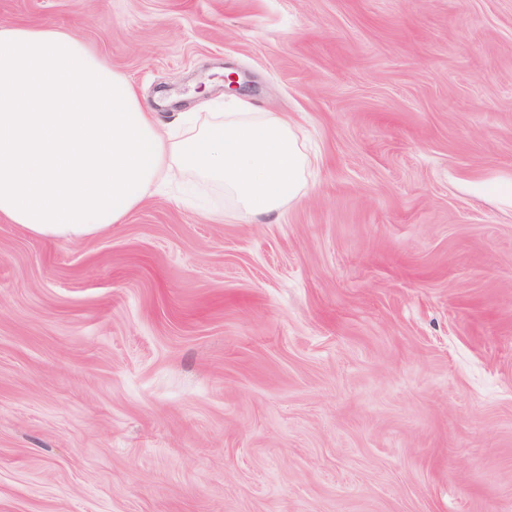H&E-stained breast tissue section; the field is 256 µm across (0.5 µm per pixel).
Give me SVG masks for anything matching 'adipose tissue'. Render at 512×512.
I'll return each instance as SVG.
<instances>
[{
	"label": "adipose tissue",
	"mask_w": 512,
	"mask_h": 512,
	"mask_svg": "<svg viewBox=\"0 0 512 512\" xmlns=\"http://www.w3.org/2000/svg\"><path fill=\"white\" fill-rule=\"evenodd\" d=\"M309 164L285 113L230 95L174 138L74 32L0 24V219L33 236L104 232L189 168L223 183L236 213L276 218Z\"/></svg>",
	"instance_id": "obj_1"
}]
</instances>
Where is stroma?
<instances>
[{
  "mask_svg": "<svg viewBox=\"0 0 512 512\" xmlns=\"http://www.w3.org/2000/svg\"><path fill=\"white\" fill-rule=\"evenodd\" d=\"M160 124L223 86L318 165L187 174L91 238L0 221V512H512V0H0Z\"/></svg>",
  "mask_w": 512,
  "mask_h": 512,
  "instance_id": "stroma-1",
  "label": "stroma"
}]
</instances>
